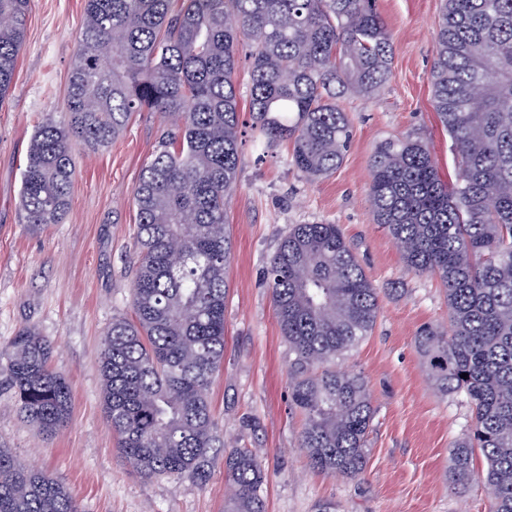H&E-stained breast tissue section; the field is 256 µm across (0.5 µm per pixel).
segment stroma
Wrapping results in <instances>:
<instances>
[{"label": "stroma", "mask_w": 512, "mask_h": 512, "mask_svg": "<svg viewBox=\"0 0 512 512\" xmlns=\"http://www.w3.org/2000/svg\"><path fill=\"white\" fill-rule=\"evenodd\" d=\"M85 0H31L24 46L8 101L0 106V445L62 482L82 512H224V450L257 449L267 470L266 512H490L480 483L450 488V451L471 423L465 396L432 385L415 337L447 324L439 281L407 272L400 250L373 219L370 160L382 141L412 135L427 143L441 178L454 174L451 140L431 101L434 35L444 0H376L393 40L391 78L375 98L346 96L353 139L342 166L309 181L289 164L287 145L258 156L240 147L239 190L228 206L232 254L225 304L224 364L209 391L224 447L213 448L211 478L143 479L126 465L103 409L101 338L131 316L137 261L133 203L159 137L154 113H137L106 149L75 148L71 206L62 223L31 233L19 206L29 141L50 115L66 112L64 88ZM293 224L340 225L366 275L381 290L376 326L339 365L362 373L376 409L367 465L357 478L310 467L299 445L302 417L288 403V344L266 272ZM54 346L51 365L71 388L67 425L47 439L23 422L7 385L8 345L23 327Z\"/></svg>", "instance_id": "1"}]
</instances>
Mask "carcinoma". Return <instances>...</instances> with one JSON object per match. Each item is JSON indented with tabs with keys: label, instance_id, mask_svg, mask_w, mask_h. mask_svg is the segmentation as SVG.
<instances>
[{
	"label": "carcinoma",
	"instance_id": "cac0c4a2",
	"mask_svg": "<svg viewBox=\"0 0 512 512\" xmlns=\"http://www.w3.org/2000/svg\"><path fill=\"white\" fill-rule=\"evenodd\" d=\"M29 4L0 0V105ZM435 43L432 105L452 141L455 178L443 181L428 145L407 135L376 147L367 194L406 269L436 277L448 299L451 331L428 324L415 342L435 389L471 406L470 429L451 454L452 488L477 478L490 512H512V0H445ZM242 50L248 121L236 89ZM391 59L376 0H85L68 111L30 139L20 209L34 233L60 223L72 201L74 148L105 149L135 114H156L162 131L134 192V318L112 319L98 361L107 421L141 476L204 483L212 474L219 436L208 393L224 362L227 208L245 128L260 154L286 142L303 178L328 176L352 137L341 99L376 97ZM267 280L288 342L300 447L312 468L359 477L375 409L366 378L336 360L371 335L380 289L338 224L289 226ZM51 354L31 326L7 349L20 411L46 437L71 408ZM477 450L486 464L479 473ZM224 477L226 512H266L256 451L224 449ZM0 512L80 510L62 484L0 448Z\"/></svg>",
	"mask_w": 512,
	"mask_h": 512
}]
</instances>
